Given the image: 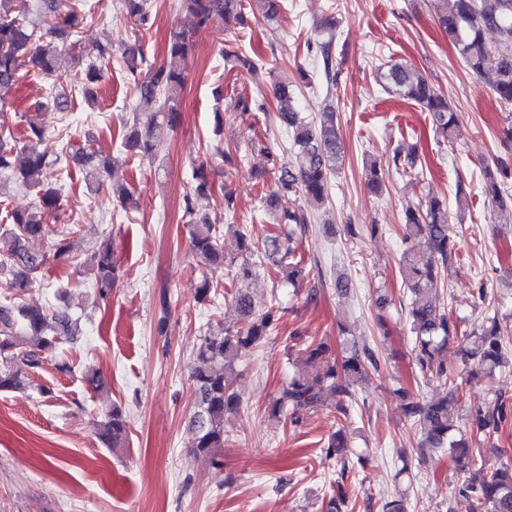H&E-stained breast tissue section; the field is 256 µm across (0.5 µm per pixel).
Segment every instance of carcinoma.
<instances>
[{
    "mask_svg": "<svg viewBox=\"0 0 512 512\" xmlns=\"http://www.w3.org/2000/svg\"><path fill=\"white\" fill-rule=\"evenodd\" d=\"M121 6L136 26L144 30L151 28L149 0H121ZM178 6L193 16L194 27L170 30L162 64L156 66L150 62L141 42L123 54L137 93L138 111L133 113L132 124L120 147L143 160L151 159L155 154V128L161 123L172 126L179 117L178 104L186 81L188 59L195 47L196 32L231 21L243 27L247 25L248 8L252 6L261 10L264 18L272 20L281 12L283 0H178ZM38 7L41 8V21L36 24L30 18L32 5L29 0H0V91L11 87L25 67L48 78L57 76L58 43L67 41L81 28L84 18L91 15V6L85 2L77 9L71 0H40ZM435 15L458 57L472 74L484 77L487 62H494L490 88L499 101L512 104V0H435ZM488 31L496 34L495 41L486 39ZM335 40L336 33L332 32L320 43L322 75L328 84L336 82L332 62ZM221 53L231 66L250 74L257 72V64L241 44L229 42L221 48ZM378 75L389 93L430 113L437 137L451 141L458 121L457 112L427 78L393 59L379 66ZM101 78L102 68L90 63L80 74L75 91L91 103ZM278 118L292 131L297 155L295 167L272 165L277 191L264 199L265 210L276 223L285 225L282 231L258 241L249 233V225H242L239 232V247L244 253L242 262L232 261L226 265L220 230L208 216L198 214L195 203V198L209 189L203 167L192 168L191 178L195 186L183 198L196 258L205 267L227 266L226 275L234 285L252 278V256L262 254L284 274L289 285L296 286L304 269L296 235L305 232L311 214L302 208L280 209L279 193L298 192L310 205L321 208L329 202L331 176L343 161L344 143L336 127L334 106H328L312 121L291 109L278 113ZM45 139V130L35 123L29 124L23 137L18 139L0 123V172L10 173L15 181L26 187L39 188L38 204L29 210L5 211L7 227H0V275L7 274L5 285L14 296V302L0 304V391L24 389L28 370L37 367L43 355L54 352L63 338L73 335V320L68 313H50L22 301L48 263V257L58 258L69 252L64 239L53 241L50 255L34 252L28 246L30 240L47 234L49 219L56 218L60 211V194L45 182L47 172L61 160L70 158L85 167L88 179L96 188L102 189L116 164L112 155L92 151L87 143L82 146L69 143L51 159L42 149ZM392 162L395 169L413 173L419 183L424 181V167L417 166L416 153L403 155L398 150ZM504 173L505 167L497 164L485 168L483 175V193L502 211L507 204L501 180ZM384 179L385 171L381 165L374 163L367 169V184L373 190L381 189ZM404 229L406 238L422 237L427 246V252L423 254L405 252L400 264L402 283L410 293L409 315L415 334L417 361L424 375L443 383L446 393L428 403L411 401L404 395L403 414L419 424L425 447L448 452L465 473L475 467L482 472L479 478L466 479L457 488L458 493L475 500L477 512H512V462H501L487 469L482 456L472 452V448L491 440L499 432L502 424L512 416V404L505 395L494 394L485 406L471 413V435L455 438L453 417L462 397V388L455 373L437 359L448 341L456 339L463 344L462 363L472 366L470 374L492 377L496 369L509 361L503 352L499 319L494 316L479 329L461 333L453 317L440 311L430 297L437 288L438 279L448 269L455 250L449 233L447 200L427 194L417 207L404 213ZM90 265L97 270V294L105 301L112 294L118 277L111 245L95 250ZM233 303L242 326L222 335L205 337L198 353L202 366L195 373L197 402L191 421L195 432L192 447L216 458L214 464L217 466L223 465L217 459V449L224 447L225 418L240 404L239 394L231 388L227 374L238 359L278 331L282 318V309L274 305L263 314L255 315L250 297L242 291L234 295ZM370 368L378 369V360L369 346L360 347L354 343L348 355L339 360L327 342L313 340L304 349L294 374L283 386L273 414H287L291 423L297 425L328 392L339 398L338 411L347 418L354 385ZM102 437L114 448L126 444L127 420L120 408H112L102 423ZM347 448L349 444L340 430L332 435L326 446V456L341 459L342 476L349 465Z\"/></svg>",
    "mask_w": 512,
    "mask_h": 512,
    "instance_id": "cac0c4a2",
    "label": "carcinoma"
}]
</instances>
